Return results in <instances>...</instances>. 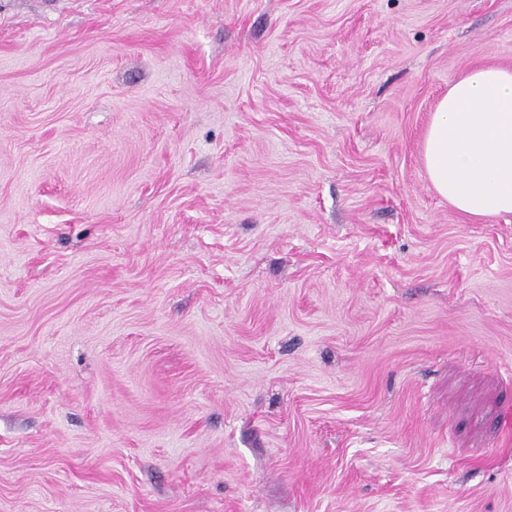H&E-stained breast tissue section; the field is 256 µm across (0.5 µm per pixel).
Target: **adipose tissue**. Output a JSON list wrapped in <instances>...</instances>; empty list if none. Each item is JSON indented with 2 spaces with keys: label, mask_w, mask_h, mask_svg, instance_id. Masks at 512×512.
Here are the masks:
<instances>
[{
  "label": "adipose tissue",
  "mask_w": 512,
  "mask_h": 512,
  "mask_svg": "<svg viewBox=\"0 0 512 512\" xmlns=\"http://www.w3.org/2000/svg\"><path fill=\"white\" fill-rule=\"evenodd\" d=\"M423 158L436 192L460 213L512 214V70L481 65L451 81Z\"/></svg>",
  "instance_id": "adipose-tissue-1"
}]
</instances>
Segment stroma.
<instances>
[{
    "mask_svg": "<svg viewBox=\"0 0 512 512\" xmlns=\"http://www.w3.org/2000/svg\"><path fill=\"white\" fill-rule=\"evenodd\" d=\"M481 64L512 0H0V512H512ZM423 158L436 192L460 213L512 214V70L481 65L451 81Z\"/></svg>",
    "mask_w": 512,
    "mask_h": 512,
    "instance_id": "1",
    "label": "stroma"
}]
</instances>
